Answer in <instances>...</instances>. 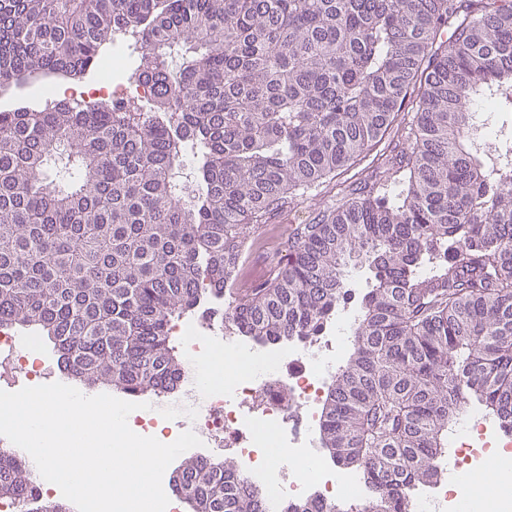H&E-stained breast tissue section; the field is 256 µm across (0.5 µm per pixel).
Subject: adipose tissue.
Wrapping results in <instances>:
<instances>
[{"label":"adipose tissue","mask_w":512,"mask_h":512,"mask_svg":"<svg viewBox=\"0 0 512 512\" xmlns=\"http://www.w3.org/2000/svg\"><path fill=\"white\" fill-rule=\"evenodd\" d=\"M245 365L256 367L253 359L225 353L209 358L189 355L187 369L189 379L198 391L215 386L222 368ZM512 474V458L493 453L486 457L483 465L452 476V482L465 512H500L512 502V485L507 477Z\"/></svg>","instance_id":"ef3b65f1"}]
</instances>
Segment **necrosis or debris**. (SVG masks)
Instances as JSON below:
<instances>
[{"label": "necrosis or debris", "mask_w": 512, "mask_h": 512, "mask_svg": "<svg viewBox=\"0 0 512 512\" xmlns=\"http://www.w3.org/2000/svg\"><path fill=\"white\" fill-rule=\"evenodd\" d=\"M36 346L35 337L20 338L0 330V356L11 371L33 384L41 378L39 362L29 356ZM282 357L278 350H271L259 370L240 369L221 388L208 391L190 428L197 436L218 439L232 450L240 470L264 488L268 504L312 495L328 504H344L341 487L350 478L337 467L323 464L314 477L305 478L297 472L283 474L276 465L261 462L274 444L292 459L317 456L319 405L344 359V347L334 329L326 326L286 356L299 363V370L285 371ZM467 420L470 434L455 430L448 435L449 454L457 469L475 466L492 451L512 455V433L497 426L493 417L472 412Z\"/></svg>", "instance_id": "obj_1"}]
</instances>
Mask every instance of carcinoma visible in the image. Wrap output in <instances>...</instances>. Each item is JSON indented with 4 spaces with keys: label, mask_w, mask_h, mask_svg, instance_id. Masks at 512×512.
Instances as JSON below:
<instances>
[{
    "label": "carcinoma",
    "mask_w": 512,
    "mask_h": 512,
    "mask_svg": "<svg viewBox=\"0 0 512 512\" xmlns=\"http://www.w3.org/2000/svg\"><path fill=\"white\" fill-rule=\"evenodd\" d=\"M119 38L143 48L147 110H0V328L88 385L157 396L181 378L174 320L224 300L225 332L301 341L365 268L319 422L363 482L356 512H406L439 482L445 418L476 404L512 430V130L476 121L512 112V0H0V95L101 73ZM323 184L270 278L238 287L245 230ZM35 489L0 451L1 497L66 512ZM173 489L190 512H257L227 460L184 461Z\"/></svg>",
    "instance_id": "1"
}]
</instances>
